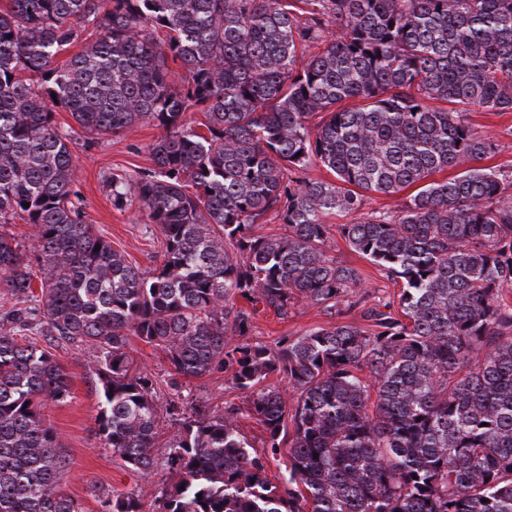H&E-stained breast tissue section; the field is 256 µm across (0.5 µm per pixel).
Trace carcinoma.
Segmentation results:
<instances>
[{
	"instance_id": "1",
	"label": "carcinoma",
	"mask_w": 512,
	"mask_h": 512,
	"mask_svg": "<svg viewBox=\"0 0 512 512\" xmlns=\"http://www.w3.org/2000/svg\"><path fill=\"white\" fill-rule=\"evenodd\" d=\"M170 59L187 72L179 86ZM476 106L512 110V0H9L0 288L32 306L0 327V512H84L61 489L62 445L41 414L71 398L70 375L17 339L33 316L97 346L96 434L127 468L156 465L160 429L133 336L166 353L174 387L231 373L266 454L288 449L279 487L237 408L184 416L158 512H512V170L472 165L496 149L469 120ZM57 108L75 125L59 127ZM142 120L163 130L153 167L112 195L133 193L159 229L149 277L87 222L72 186L76 134ZM332 212L360 218L334 228ZM18 218L28 248L4 229ZM335 232L401 282L395 296L370 303ZM300 304L336 324L245 340L259 309L285 319ZM354 309L366 324L344 321ZM274 373L297 397L264 384ZM103 506L142 512L134 491Z\"/></svg>"
}]
</instances>
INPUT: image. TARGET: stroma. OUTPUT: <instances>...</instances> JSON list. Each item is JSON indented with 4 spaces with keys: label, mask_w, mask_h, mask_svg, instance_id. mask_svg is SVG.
Wrapping results in <instances>:
<instances>
[{
    "label": "stroma",
    "mask_w": 512,
    "mask_h": 512,
    "mask_svg": "<svg viewBox=\"0 0 512 512\" xmlns=\"http://www.w3.org/2000/svg\"><path fill=\"white\" fill-rule=\"evenodd\" d=\"M470 119L481 134L492 137L498 145L496 155L488 158V165L512 169V112L479 109L471 113ZM161 134L154 124L142 122L119 135L82 142L73 148L78 168L74 189L85 205L88 220L133 267L144 273L153 272L161 263L159 230L139 213L134 197L115 203L110 182L117 176L136 178L139 171L151 168V148ZM332 322V317L307 305L297 306L285 319L269 310L256 315L250 340L270 345L279 338ZM23 340L50 351L71 375V399L63 404H46L43 410L46 423L62 444L66 459L62 475L65 491L81 501L86 512H104L99 492L119 495L137 490L142 494V512H156L159 491L175 482L176 476L162 464L150 473L132 471L102 445L95 424L99 392L95 377L86 366L94 345H74L47 335L38 326L26 331ZM130 354L138 369L152 375L155 401L161 407L173 402L190 414L200 408L220 411L242 407L248 401L247 393L235 387L230 374L216 373L175 388L171 385V367L161 349L135 339Z\"/></svg>",
    "instance_id": "35a3bbf8"
}]
</instances>
